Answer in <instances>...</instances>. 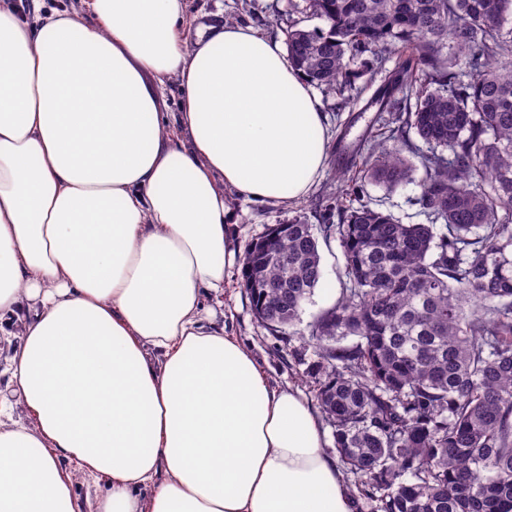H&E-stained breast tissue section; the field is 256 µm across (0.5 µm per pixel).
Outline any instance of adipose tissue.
I'll return each instance as SVG.
<instances>
[{"label":"adipose tissue","mask_w":512,"mask_h":512,"mask_svg":"<svg viewBox=\"0 0 512 512\" xmlns=\"http://www.w3.org/2000/svg\"><path fill=\"white\" fill-rule=\"evenodd\" d=\"M185 0H0V512H356L301 395L217 325L224 192L307 197L320 101L277 41ZM176 78L181 127L162 86ZM105 485L106 480L103 478H88L76 473L74 477L73 493L78 506V512H92L89 511L88 505L89 503L95 502Z\"/></svg>","instance_id":"adipose-tissue-1"}]
</instances>
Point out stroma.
Masks as SVG:
<instances>
[{"label": "stroma", "mask_w": 512, "mask_h": 512, "mask_svg": "<svg viewBox=\"0 0 512 512\" xmlns=\"http://www.w3.org/2000/svg\"><path fill=\"white\" fill-rule=\"evenodd\" d=\"M186 13L195 23L229 20L253 27L278 41H285L290 27L311 30L322 27L321 19L306 11L304 0H186ZM321 109L327 117L329 130L328 160L312 192L291 203H251L236 195L227 201L236 223L237 244L248 250L250 244L273 224H283L298 215L317 223V211L323 208L328 195L336 188L341 169L362 163L373 143L370 128L384 121L376 110L366 112L339 109L337 98L320 94ZM368 195L380 202L403 222L425 223L426 217L415 203L420 194L417 183H409L389 191L372 184ZM323 277L310 303L306 304L302 321L286 332H274L255 318L251 301L241 286L240 271H233L224 283V330L234 336L260 362L268 380L279 388H291L306 401H313L312 386L318 374V356L309 343V325L322 310L331 307L340 297L344 277L343 257L337 240L320 242Z\"/></svg>", "instance_id": "obj_1"}]
</instances>
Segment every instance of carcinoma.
I'll return each instance as SVG.
<instances>
[{
	"mask_svg": "<svg viewBox=\"0 0 512 512\" xmlns=\"http://www.w3.org/2000/svg\"><path fill=\"white\" fill-rule=\"evenodd\" d=\"M305 2L325 27L288 31L295 66L354 108L360 61L383 74L361 111L392 118L339 174L338 223L268 228L242 287L258 322L290 328L323 275L319 240H338L345 287L309 336L351 493L371 512H512V0ZM414 157L426 224L364 192L411 181Z\"/></svg>",
	"mask_w": 512,
	"mask_h": 512,
	"instance_id": "cac0c4a2",
	"label": "carcinoma"
}]
</instances>
